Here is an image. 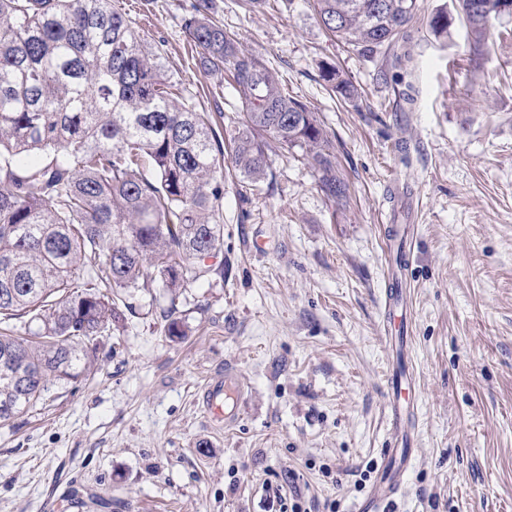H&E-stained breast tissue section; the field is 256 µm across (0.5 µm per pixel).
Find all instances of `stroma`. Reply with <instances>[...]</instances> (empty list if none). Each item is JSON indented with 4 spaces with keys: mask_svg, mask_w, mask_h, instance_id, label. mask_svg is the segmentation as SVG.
I'll return each instance as SVG.
<instances>
[{
    "mask_svg": "<svg viewBox=\"0 0 512 512\" xmlns=\"http://www.w3.org/2000/svg\"><path fill=\"white\" fill-rule=\"evenodd\" d=\"M451 2L422 0L398 68L329 35L312 0H213L329 132L347 196L327 197L300 151L273 142L259 180L225 165L210 273L175 298L158 282L120 291L124 320L87 376L0 423V512H263L270 486L289 506L361 512L401 365L418 401L391 512H512V15L477 48ZM195 4L112 0L228 142L244 109L228 73L191 48ZM328 68L352 97L332 91ZM395 286L408 305L398 343L382 311ZM228 367L246 405L216 428L198 394Z\"/></svg>",
    "mask_w": 512,
    "mask_h": 512,
    "instance_id": "obj_1",
    "label": "stroma"
}]
</instances>
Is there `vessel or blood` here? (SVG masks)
<instances>
[{
  "label": "vessel or blood",
  "instance_id": "b4317fda",
  "mask_svg": "<svg viewBox=\"0 0 512 512\" xmlns=\"http://www.w3.org/2000/svg\"><path fill=\"white\" fill-rule=\"evenodd\" d=\"M391 399L388 405L389 421L394 439L389 443L384 458L388 463L376 482L368 502L369 512H381V506L390 501L399 488V467L405 466L414 441L413 423L406 415V399L414 390L412 377L398 374L389 381ZM202 401L212 422L234 425L245 406L244 390L234 370H225L223 377L210 382L204 389Z\"/></svg>",
  "mask_w": 512,
  "mask_h": 512
}]
</instances>
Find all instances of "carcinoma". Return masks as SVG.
<instances>
[{
  "label": "carcinoma",
  "mask_w": 512,
  "mask_h": 512,
  "mask_svg": "<svg viewBox=\"0 0 512 512\" xmlns=\"http://www.w3.org/2000/svg\"><path fill=\"white\" fill-rule=\"evenodd\" d=\"M374 2L313 6L327 31L371 57L390 52L420 10L384 0L374 14ZM455 2L483 41L499 0ZM211 10L198 0L185 28L243 100L237 170L264 175L269 136L301 149L321 190L343 198L314 112ZM223 156L209 113L182 99L159 50L112 0H0V423L92 365L124 318L114 290L157 281L175 295L209 272L195 260L223 244Z\"/></svg>",
  "instance_id": "cac0c4a2"
}]
</instances>
